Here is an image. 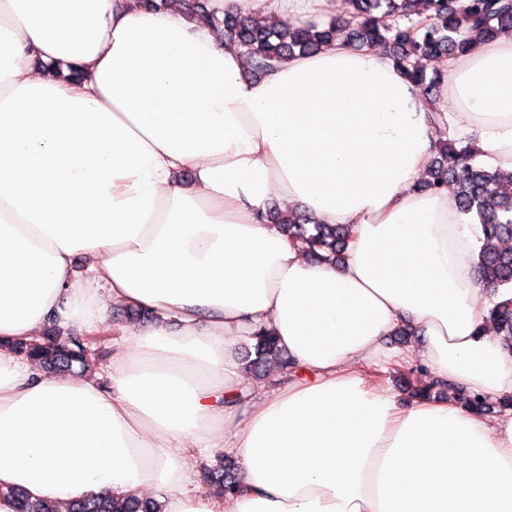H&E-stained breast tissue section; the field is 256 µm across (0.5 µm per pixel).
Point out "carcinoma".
I'll list each match as a JSON object with an SVG mask.
<instances>
[{"mask_svg":"<svg viewBox=\"0 0 512 512\" xmlns=\"http://www.w3.org/2000/svg\"><path fill=\"white\" fill-rule=\"evenodd\" d=\"M349 16H339L320 27H285L278 22L263 26L224 15V37L245 49L248 68L263 74L295 53L312 54L335 38L336 31L360 46H384L416 85L435 90L443 80L439 63L464 54L473 40L491 41L512 29V0H350ZM480 150L459 139H450L436 152L425 187L431 190L455 186L454 200L480 225L483 242L478 276L490 289L486 319L512 336V306L497 301L500 290L512 287V251L497 242L512 238V172L491 171L476 161ZM277 227L291 239L310 245L311 256L339 262L347 244V231L339 224H312L306 215L274 216ZM253 358L248 368L259 370L271 363L288 365V357L275 337L258 332L251 336ZM15 350L49 373L85 374L92 369L91 353L79 336L60 343L50 336ZM231 466L221 464L209 473L219 491L231 495L237 484ZM17 512H59L49 500L14 494ZM68 512H160L159 504L133 497L116 499L90 496L72 503Z\"/></svg>","mask_w":512,"mask_h":512,"instance_id":"obj_1","label":"carcinoma"}]
</instances>
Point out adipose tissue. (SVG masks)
<instances>
[{"mask_svg": "<svg viewBox=\"0 0 512 512\" xmlns=\"http://www.w3.org/2000/svg\"><path fill=\"white\" fill-rule=\"evenodd\" d=\"M341 2L208 0L204 19L180 0H0V512L12 489L151 493L162 512H512L511 408L405 409L368 374L419 365L512 397L472 219L418 186L441 131L512 172V36L446 62L427 104L390 55L342 38L247 79L219 25L307 26ZM274 199L349 229L344 260L267 223ZM110 303L155 318L112 324ZM52 319L114 340L104 374L14 354ZM404 325L418 344L386 349ZM259 330L294 362L285 387L246 378ZM202 448L238 462L235 495L198 491Z\"/></svg>", "mask_w": 512, "mask_h": 512, "instance_id": "ef3b65f1", "label": "adipose tissue"}]
</instances>
